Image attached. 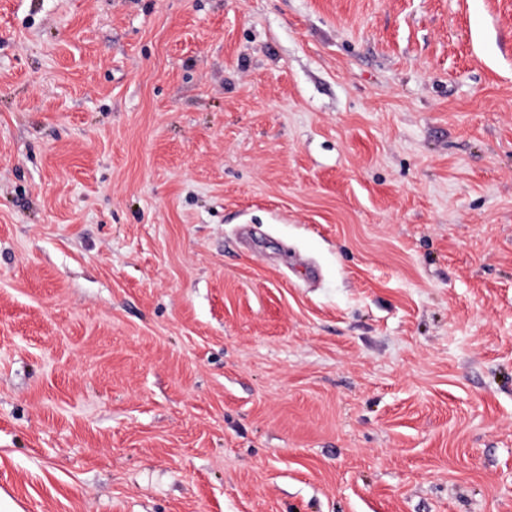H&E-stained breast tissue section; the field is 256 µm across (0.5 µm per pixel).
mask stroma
I'll use <instances>...</instances> for the list:
<instances>
[{"label": "stroma", "instance_id": "1", "mask_svg": "<svg viewBox=\"0 0 512 512\" xmlns=\"http://www.w3.org/2000/svg\"><path fill=\"white\" fill-rule=\"evenodd\" d=\"M0 494L512 512V0H0Z\"/></svg>", "mask_w": 512, "mask_h": 512}]
</instances>
